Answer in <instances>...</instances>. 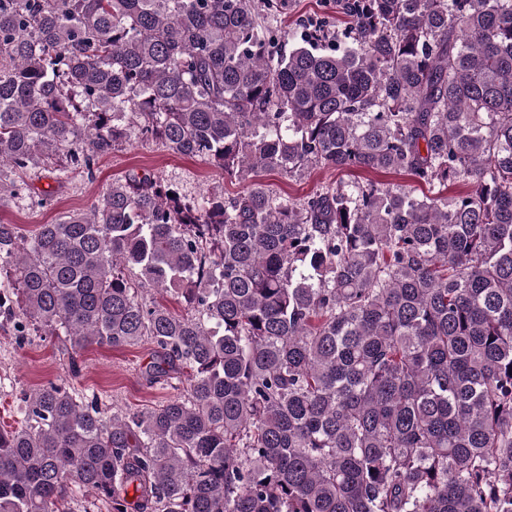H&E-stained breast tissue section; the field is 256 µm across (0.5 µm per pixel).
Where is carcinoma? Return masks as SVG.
<instances>
[{"label": "carcinoma", "mask_w": 512, "mask_h": 512, "mask_svg": "<svg viewBox=\"0 0 512 512\" xmlns=\"http://www.w3.org/2000/svg\"><path fill=\"white\" fill-rule=\"evenodd\" d=\"M343 8L290 46L256 0H0V205L137 139L249 183L199 203L132 174L28 239L0 223L18 335L149 339L176 391L112 416L25 394L0 512L76 488L106 512H512V0ZM320 166L430 193L256 182ZM364 178L384 184L410 185L416 189L417 194H421L423 191L427 192L426 187L413 184L410 176L404 172L366 173L357 169L339 171L331 167H318L293 177H285L276 169H267L262 171L256 179L266 188L288 196L289 199L298 200L313 195L326 185L336 184L340 181L363 180Z\"/></svg>", "instance_id": "1"}]
</instances>
